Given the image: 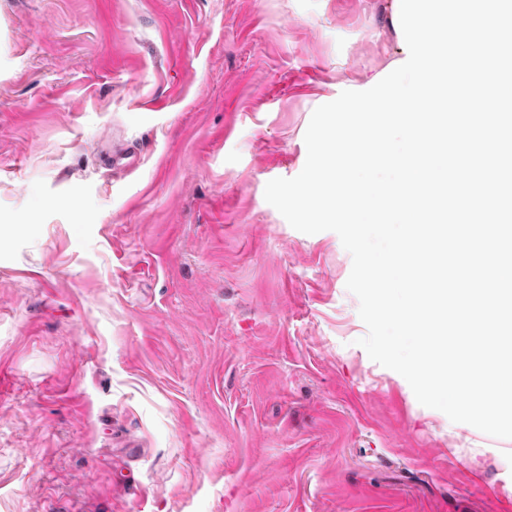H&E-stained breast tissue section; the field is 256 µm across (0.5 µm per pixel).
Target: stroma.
<instances>
[{
	"label": "stroma",
	"mask_w": 512,
	"mask_h": 512,
	"mask_svg": "<svg viewBox=\"0 0 512 512\" xmlns=\"http://www.w3.org/2000/svg\"><path fill=\"white\" fill-rule=\"evenodd\" d=\"M402 37L393 0H0V512H512L264 197Z\"/></svg>",
	"instance_id": "stroma-1"
}]
</instances>
